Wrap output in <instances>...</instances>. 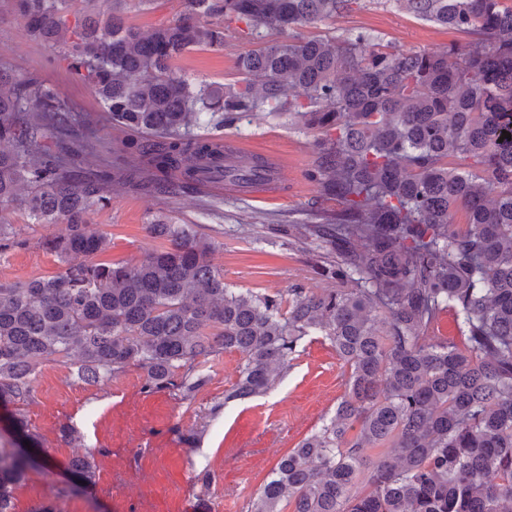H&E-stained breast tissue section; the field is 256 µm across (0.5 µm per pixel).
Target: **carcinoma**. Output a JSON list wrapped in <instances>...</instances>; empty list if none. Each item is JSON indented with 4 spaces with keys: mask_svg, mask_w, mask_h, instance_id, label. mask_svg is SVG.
<instances>
[{
    "mask_svg": "<svg viewBox=\"0 0 512 512\" xmlns=\"http://www.w3.org/2000/svg\"><path fill=\"white\" fill-rule=\"evenodd\" d=\"M27 36L64 48L67 67L112 123L145 138L101 158L93 119L43 81L0 70V211L65 225L42 247L52 276L0 283V404L33 397L47 363L96 385L130 368L146 394L192 401L200 370L241 355L224 402L263 395L298 345L321 333L349 369L335 415L282 455L246 512H512V7L503 0H394L399 10L469 37L403 53L369 32L325 40L295 31L354 0H184L144 34L112 0L102 21L70 0H13ZM224 19V24L205 21ZM243 24L286 32L238 57L239 80L196 87L175 62L224 45ZM256 112L316 134L310 222L295 240L323 250L334 288L236 293L184 224H149L162 247L102 261L112 238L88 223L120 184L192 193L204 180L260 184L259 155L224 168V141L195 132ZM26 245L0 224V252ZM455 314L463 347L436 335ZM29 462L0 444V512H15ZM69 468L93 478L87 456Z\"/></svg>",
    "mask_w": 512,
    "mask_h": 512,
    "instance_id": "obj_1",
    "label": "carcinoma"
}]
</instances>
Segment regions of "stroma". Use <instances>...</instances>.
<instances>
[{"label":"stroma","instance_id":"1","mask_svg":"<svg viewBox=\"0 0 512 512\" xmlns=\"http://www.w3.org/2000/svg\"><path fill=\"white\" fill-rule=\"evenodd\" d=\"M127 23L149 31L176 18L183 0H124ZM357 31L377 36L403 52H433L464 42V35L398 10L393 0H358L352 11L302 28L305 37L333 39ZM276 33L257 29L245 36L229 29L220 48L193 49L176 62L179 74L195 83L237 80V58ZM0 69L16 78H38L52 84L76 110L92 115L102 140L128 138L112 126L101 103L72 74L59 49H49L25 34V19L13 0H0ZM249 149L274 150L285 160L287 196L256 201L225 196L223 188L191 195L143 194L116 186L112 202L94 211L89 221L112 238L107 257L137 261L158 247L146 227L155 222L186 224L215 244L211 263L224 283L237 292L287 293L297 285L326 288L317 275L315 244L288 238L283 224L302 221L318 195L306 173L316 157L315 136L289 125L287 119L262 113L246 117L230 130ZM26 247L0 253V282H22L34 275L60 271L58 259L38 248L39 238L57 233L52 224L33 223L17 208L0 212ZM240 355L210 357L202 365L208 385L193 402L166 394L142 393L143 378L134 368L100 385L77 381L69 366L47 364L34 382V395L22 408L37 445L13 428V407L0 405V442L25 447L31 467L16 491L17 512L54 497L61 485L72 493L60 500V512H246L249 499L266 481L277 460L333 415L345 392L348 368L322 337L300 344L291 368L268 393L244 402H225L236 381ZM73 429L72 437L61 433ZM195 433L193 444L182 437ZM91 452L95 477L87 482L67 466L75 453ZM55 463L44 474L45 457ZM211 473L203 485L200 476Z\"/></svg>","mask_w":512,"mask_h":512}]
</instances>
